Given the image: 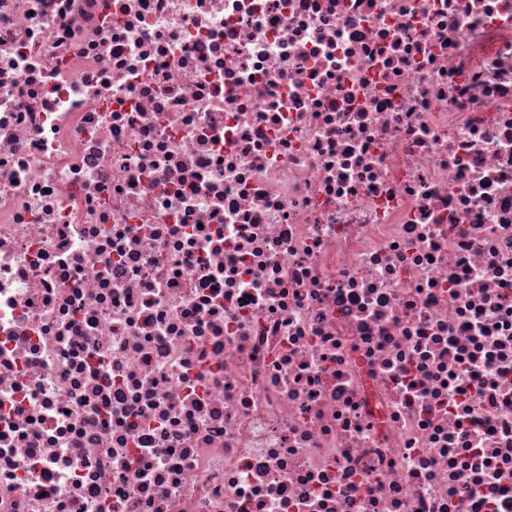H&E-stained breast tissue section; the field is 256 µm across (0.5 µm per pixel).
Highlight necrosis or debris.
Returning <instances> with one entry per match:
<instances>
[{
    "label": "necrosis or debris",
    "instance_id": "4bbe7bcc",
    "mask_svg": "<svg viewBox=\"0 0 512 512\" xmlns=\"http://www.w3.org/2000/svg\"><path fill=\"white\" fill-rule=\"evenodd\" d=\"M0 512H512V0H0Z\"/></svg>",
    "mask_w": 512,
    "mask_h": 512
}]
</instances>
